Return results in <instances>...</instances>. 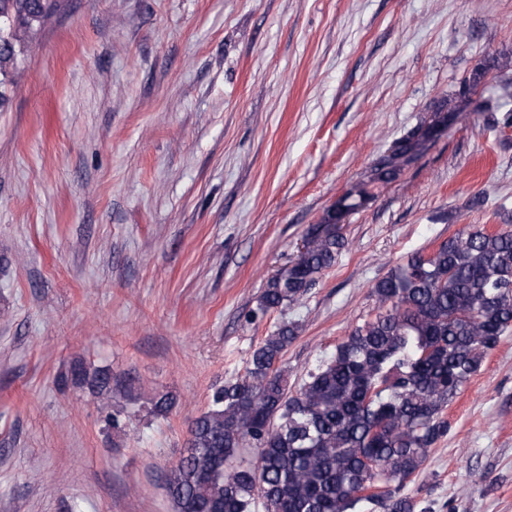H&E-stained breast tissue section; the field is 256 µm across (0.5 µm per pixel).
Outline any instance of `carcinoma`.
<instances>
[{
    "instance_id": "carcinoma-1",
    "label": "carcinoma",
    "mask_w": 512,
    "mask_h": 512,
    "mask_svg": "<svg viewBox=\"0 0 512 512\" xmlns=\"http://www.w3.org/2000/svg\"><path fill=\"white\" fill-rule=\"evenodd\" d=\"M59 9L60 0H0V87ZM455 107L451 96L438 101L326 211L269 279L257 312L303 299L345 246L336 225L416 162L429 133L461 116ZM371 295L374 314L298 388L279 365L299 334L290 322L252 351L243 376L214 390L189 425L187 454L169 470L175 512H415L403 490L447 434L448 402L512 328V229L459 231L390 268ZM60 382L101 393L112 377L79 367ZM246 447L253 461L233 464Z\"/></svg>"
}]
</instances>
